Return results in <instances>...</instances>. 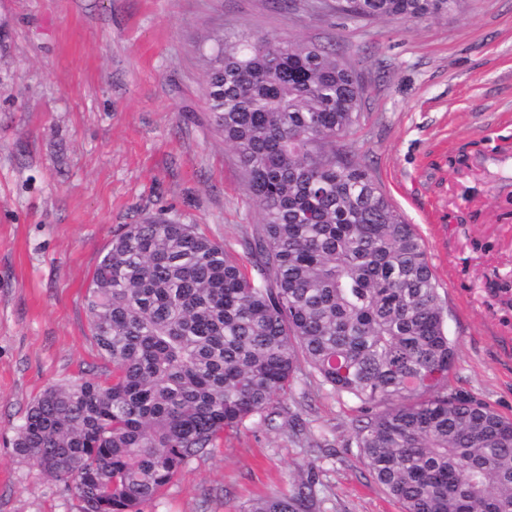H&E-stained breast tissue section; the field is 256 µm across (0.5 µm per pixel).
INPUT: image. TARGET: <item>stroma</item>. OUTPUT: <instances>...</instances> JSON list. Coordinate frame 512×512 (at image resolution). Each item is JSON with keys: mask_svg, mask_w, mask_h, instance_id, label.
I'll use <instances>...</instances> for the list:
<instances>
[{"mask_svg": "<svg viewBox=\"0 0 512 512\" xmlns=\"http://www.w3.org/2000/svg\"><path fill=\"white\" fill-rule=\"evenodd\" d=\"M317 43L356 73L347 143L434 267L448 390L512 419V0L363 20L336 0H0V512H81L12 442L49 386L105 376L85 294L113 232L161 214L245 257L259 225L208 117L215 36ZM144 512H240L319 448L320 512H402L350 442L360 402L301 372Z\"/></svg>", "mask_w": 512, "mask_h": 512, "instance_id": "stroma-1", "label": "stroma"}]
</instances>
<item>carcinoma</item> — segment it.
<instances>
[{
    "mask_svg": "<svg viewBox=\"0 0 512 512\" xmlns=\"http://www.w3.org/2000/svg\"><path fill=\"white\" fill-rule=\"evenodd\" d=\"M460 0H347L365 19L446 16ZM209 117L235 151L260 228L224 246L153 217L112 237L86 290L112 376L53 386L16 457L82 512H143L224 433L288 392L305 361L366 412L355 447L403 512H512V419L448 392L456 359L425 244L343 149L362 88L336 54L269 33L215 39ZM244 512H316L314 462Z\"/></svg>",
    "mask_w": 512,
    "mask_h": 512,
    "instance_id": "cac0c4a2",
    "label": "carcinoma"
}]
</instances>
